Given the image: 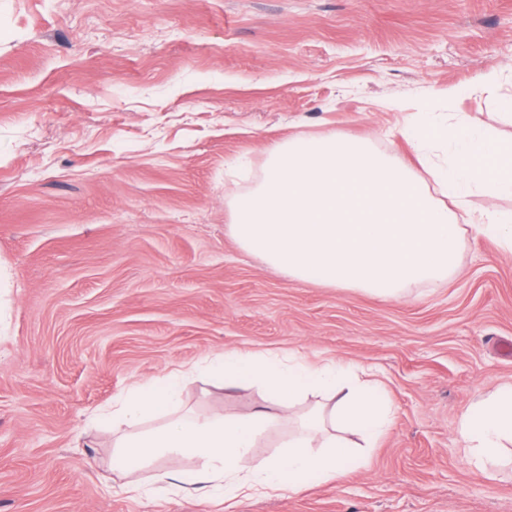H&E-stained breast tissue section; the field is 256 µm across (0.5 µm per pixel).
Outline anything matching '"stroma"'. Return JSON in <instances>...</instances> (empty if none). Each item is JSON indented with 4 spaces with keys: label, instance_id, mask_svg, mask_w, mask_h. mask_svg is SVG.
<instances>
[{
    "label": "stroma",
    "instance_id": "35a3bbf8",
    "mask_svg": "<svg viewBox=\"0 0 512 512\" xmlns=\"http://www.w3.org/2000/svg\"><path fill=\"white\" fill-rule=\"evenodd\" d=\"M509 97L512 0H0V512H512V470L484 477L457 434L512 383V252L467 229L448 280L395 301L296 280L228 229L270 145L343 134L408 163L403 118L506 141ZM231 350L376 368L391 425L297 495L153 482L205 465L175 453L116 492L121 420L94 416L132 384L184 371L174 417L273 406L202 371Z\"/></svg>",
    "mask_w": 512,
    "mask_h": 512
}]
</instances>
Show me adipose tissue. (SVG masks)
<instances>
[{"label":"adipose tissue","mask_w":512,"mask_h":512,"mask_svg":"<svg viewBox=\"0 0 512 512\" xmlns=\"http://www.w3.org/2000/svg\"><path fill=\"white\" fill-rule=\"evenodd\" d=\"M212 371L227 379L261 381L276 399L272 411L242 418L180 417L148 432H137L147 415L162 410L174 399L178 375L171 372L150 382L135 384L118 412L127 430L116 445L126 466L139 467L175 451L207 460L208 470L192 476L195 484L223 480L225 494L242 489L303 492L310 476L341 480L352 470L355 457L337 440L340 429L356 430L366 445H375L389 423L385 391L380 381L360 380L353 367L331 359L312 364L300 356L288 359L262 353L227 351L211 362ZM324 393L329 416L312 411L299 435L281 455L253 459L251 450L264 432L281 423L291 401L309 392ZM459 441L469 451L477 470L505 456L512 447V384L495 388L469 408L458 428Z\"/></svg>","instance_id":"adipose-tissue-1"}]
</instances>
